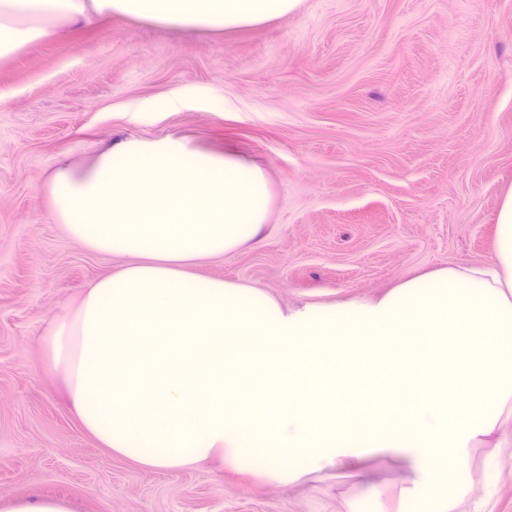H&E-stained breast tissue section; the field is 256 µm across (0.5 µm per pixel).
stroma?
I'll return each instance as SVG.
<instances>
[{"mask_svg": "<svg viewBox=\"0 0 512 512\" xmlns=\"http://www.w3.org/2000/svg\"><path fill=\"white\" fill-rule=\"evenodd\" d=\"M171 96L179 107L158 110ZM166 136L254 162L269 183L260 237L195 274L297 310L483 263L512 184V0H301L288 16L221 32L115 16L0 62V504L402 512L415 473L390 452L283 485L213 465L144 467L79 425L42 338L124 260L54 223L48 180L118 140ZM470 453L472 499L512 512V454Z\"/></svg>", "mask_w": 512, "mask_h": 512, "instance_id": "35a3bbf8", "label": "stroma"}]
</instances>
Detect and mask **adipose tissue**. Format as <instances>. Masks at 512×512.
Listing matches in <instances>:
<instances>
[{
  "label": "adipose tissue",
  "instance_id": "1",
  "mask_svg": "<svg viewBox=\"0 0 512 512\" xmlns=\"http://www.w3.org/2000/svg\"><path fill=\"white\" fill-rule=\"evenodd\" d=\"M299 0H0V60L80 19L120 15L219 32ZM54 220L84 249L126 257L92 281L43 348L100 447L148 467L228 462L282 482L347 459L406 456L405 502L447 505L466 450L512 447V186L493 255L408 279L378 300L285 313L264 291L189 272L254 240L270 190L258 165L177 137L129 138L52 173ZM393 375V405L360 366Z\"/></svg>",
  "mask_w": 512,
  "mask_h": 512
}]
</instances>
